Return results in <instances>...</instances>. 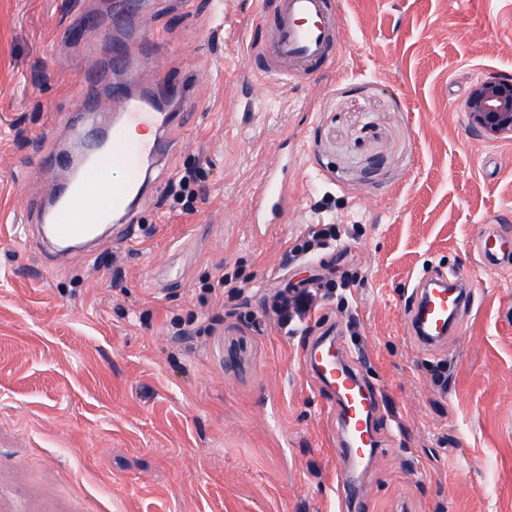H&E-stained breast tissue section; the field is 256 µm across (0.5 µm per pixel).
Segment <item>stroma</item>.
<instances>
[{
    "label": "stroma",
    "instance_id": "obj_1",
    "mask_svg": "<svg viewBox=\"0 0 512 512\" xmlns=\"http://www.w3.org/2000/svg\"><path fill=\"white\" fill-rule=\"evenodd\" d=\"M148 2L137 25L165 48L113 82L199 86L132 244L107 233L58 265L33 238L0 239V512H334L336 417L300 361L324 331L379 393L382 445L352 488L369 512H512V271L473 256L488 227L512 229V140L478 136L463 108L477 80L512 77V0H341L340 54L308 78L253 68L265 0ZM107 6L0 0L5 221L65 177L43 157L109 53ZM283 147L291 212L255 224L251 191ZM195 167L183 215L164 195ZM318 222L342 249L286 263ZM430 267L460 270L474 297L438 353L406 330ZM222 270L250 280L219 305L200 287ZM351 274L349 297L317 295L305 329L279 328L278 289ZM219 312L209 335L168 331Z\"/></svg>",
    "mask_w": 512,
    "mask_h": 512
}]
</instances>
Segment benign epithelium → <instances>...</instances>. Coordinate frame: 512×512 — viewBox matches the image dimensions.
Wrapping results in <instances>:
<instances>
[{
	"label": "benign epithelium",
	"mask_w": 512,
	"mask_h": 512,
	"mask_svg": "<svg viewBox=\"0 0 512 512\" xmlns=\"http://www.w3.org/2000/svg\"><path fill=\"white\" fill-rule=\"evenodd\" d=\"M472 128L488 138H512V78L489 74L474 83L465 99Z\"/></svg>",
	"instance_id": "7a95c632"
}]
</instances>
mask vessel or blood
Returning a JSON list of instances; mask_svg holds the SVG:
<instances>
[{
	"label": "vessel or blood",
	"instance_id": "1",
	"mask_svg": "<svg viewBox=\"0 0 512 512\" xmlns=\"http://www.w3.org/2000/svg\"><path fill=\"white\" fill-rule=\"evenodd\" d=\"M273 33L257 44L255 55L262 73L304 77L328 69L339 51L341 22L339 0H271ZM162 43L157 35L128 31L115 43L106 72L88 82L79 106L84 124L74 138L57 143L55 154L65 157L66 179L38 212L44 236L58 251L67 253L89 245L102 224L126 220L133 204L143 196L144 180L164 163L172 151L166 129L177 120L176 113L159 108L153 93H129L111 84L109 71L130 69L134 59L130 46L151 52ZM135 124L151 127L149 140L130 135ZM121 168L126 177L112 185L105 182V171ZM250 209L259 224L282 223L288 213V179L280 161L267 167L252 193ZM480 265L488 271L512 266V246L501 232L482 235L475 246ZM457 274L439 271L417 279L406 312L408 334L416 344L436 348L454 333L448 316L470 305L463 295L451 294ZM302 363L334 395L338 412L335 430L336 451L343 463L340 481H347L354 469L369 463L381 445L372 424L375 394L363 383L335 339L323 340L304 351Z\"/></svg>",
	"mask_w": 512,
	"mask_h": 512
}]
</instances>
